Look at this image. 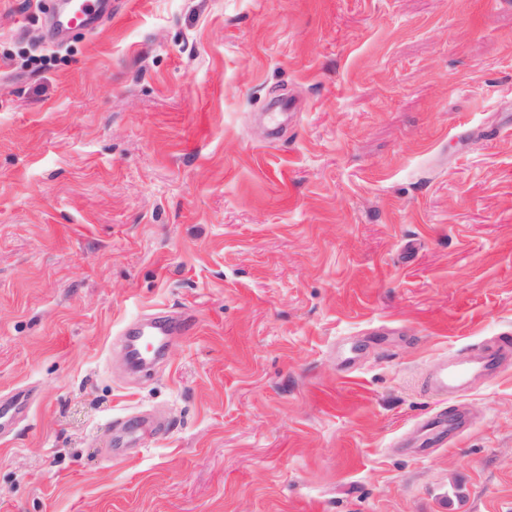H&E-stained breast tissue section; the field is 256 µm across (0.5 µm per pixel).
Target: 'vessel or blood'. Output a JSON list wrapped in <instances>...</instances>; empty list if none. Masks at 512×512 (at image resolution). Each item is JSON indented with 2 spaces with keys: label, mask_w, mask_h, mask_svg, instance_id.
<instances>
[{
  "label": "vessel or blood",
  "mask_w": 512,
  "mask_h": 512,
  "mask_svg": "<svg viewBox=\"0 0 512 512\" xmlns=\"http://www.w3.org/2000/svg\"><path fill=\"white\" fill-rule=\"evenodd\" d=\"M75 11L67 19L58 21V30L89 25L102 9L100 0H74ZM183 321L164 312L154 313L127 325L123 333L127 337L126 350L129 359L136 364L146 363L149 357L159 356L168 340L180 334ZM512 361V336L500 335L484 345L476 357L475 365L458 360H441L434 374L427 376L426 386L437 392L461 391L472 369H479L488 378L501 373ZM30 410L29 394L19 389L0 400V433L9 431ZM424 433L423 446H431L452 440L466 427L463 416L443 412L429 414L419 423Z\"/></svg>",
  "instance_id": "b4317fda"
}]
</instances>
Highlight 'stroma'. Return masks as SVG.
I'll return each instance as SVG.
<instances>
[{
  "mask_svg": "<svg viewBox=\"0 0 512 512\" xmlns=\"http://www.w3.org/2000/svg\"><path fill=\"white\" fill-rule=\"evenodd\" d=\"M105 10L0 0V512H512V369L423 384L512 333V0ZM100 0H75V12L65 20H58L57 30L89 25L102 9ZM182 324L183 319L157 312L127 325L122 336H129L126 341L129 359L135 364H145L150 354L159 356L168 340L180 334ZM472 368L464 362L448 358L447 355L436 366L435 373L427 376L425 384L437 392H459L471 374ZM30 410L29 394L18 389L0 401V434L9 431ZM419 426L425 433L419 448H428V446L448 443L460 435L467 426L463 416L453 414L448 417L444 412L429 414L419 422Z\"/></svg>",
  "mask_w": 512,
  "mask_h": 512,
  "instance_id": "stroma-1",
  "label": "stroma"
}]
</instances>
